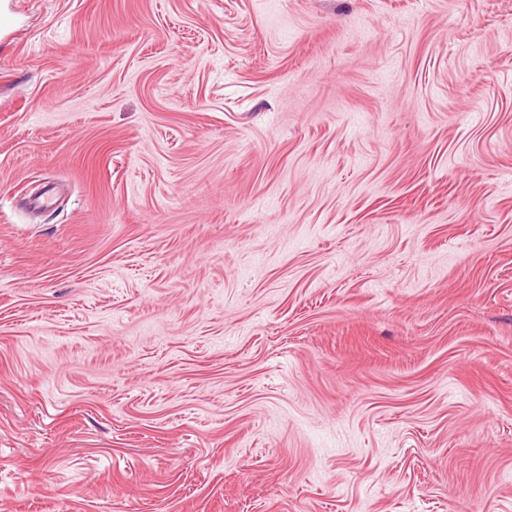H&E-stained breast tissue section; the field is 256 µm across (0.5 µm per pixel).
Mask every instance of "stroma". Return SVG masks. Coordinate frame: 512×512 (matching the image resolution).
<instances>
[{"label":"stroma","mask_w":512,"mask_h":512,"mask_svg":"<svg viewBox=\"0 0 512 512\" xmlns=\"http://www.w3.org/2000/svg\"><path fill=\"white\" fill-rule=\"evenodd\" d=\"M0 512H512V0H0Z\"/></svg>","instance_id":"35a3bbf8"}]
</instances>
